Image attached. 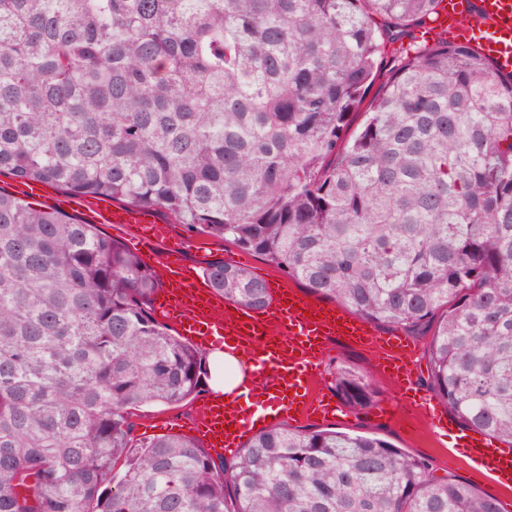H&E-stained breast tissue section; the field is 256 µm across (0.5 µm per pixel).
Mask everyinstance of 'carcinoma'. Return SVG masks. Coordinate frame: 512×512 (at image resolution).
<instances>
[{
  "instance_id": "carcinoma-1",
  "label": "carcinoma",
  "mask_w": 512,
  "mask_h": 512,
  "mask_svg": "<svg viewBox=\"0 0 512 512\" xmlns=\"http://www.w3.org/2000/svg\"><path fill=\"white\" fill-rule=\"evenodd\" d=\"M440 2L0 0V175L164 209L429 335L430 387L512 448V74L446 37L383 63ZM203 276L270 305L245 268ZM159 289L97 225L0 191V512H503L378 437L275 427L228 464L134 439V410L207 374ZM336 389L353 409L378 395L345 365Z\"/></svg>"
}]
</instances>
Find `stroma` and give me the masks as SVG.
<instances>
[{"label": "stroma", "instance_id": "obj_1", "mask_svg": "<svg viewBox=\"0 0 512 512\" xmlns=\"http://www.w3.org/2000/svg\"><path fill=\"white\" fill-rule=\"evenodd\" d=\"M188 239L191 238L182 225H169V244L183 245V256L190 261L205 266L211 261L221 259L247 267L265 280L283 276L282 271L273 264L235 245L199 235L193 238L196 244L191 247L187 244ZM339 364L356 368L377 385L379 395L373 405L362 410L350 408L345 414L332 418L313 415L303 419L288 416L284 411L275 409L268 413L267 427L286 424L303 431L330 428L382 438L412 455L426 459L435 476L451 475L461 478L496 497L502 502L506 512H512V486H497L490 476L476 471L466 458L462 448L466 427L449 419L448 434L440 438L429 429L427 420L430 414L446 416L447 409L429 385L426 363H419L415 372L417 395L426 402V411L405 410L400 412L398 420L395 421L382 417L381 412L385 407L399 403V393L392 380L382 373L371 350L366 346L344 341L334 340L328 344L318 382L321 392L330 397L337 394L334 369ZM207 398V393L202 392L173 408L154 404L135 410L132 418L135 438L168 434L191 435L193 422Z\"/></svg>", "mask_w": 512, "mask_h": 512}]
</instances>
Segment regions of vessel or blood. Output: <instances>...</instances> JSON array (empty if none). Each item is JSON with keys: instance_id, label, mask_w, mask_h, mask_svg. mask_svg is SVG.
<instances>
[{"instance_id": "vessel-or-blood-1", "label": "vessel or blood", "mask_w": 512, "mask_h": 512, "mask_svg": "<svg viewBox=\"0 0 512 512\" xmlns=\"http://www.w3.org/2000/svg\"><path fill=\"white\" fill-rule=\"evenodd\" d=\"M474 8L482 17L475 30L462 23ZM433 27L454 38H472L474 47L501 72H512V0H441ZM87 207L100 224L152 221L147 211L129 206L91 201ZM154 261L153 272L162 284L156 314L200 347L235 341L248 361L251 416H244L237 402L215 397L207 401L193 424L201 441L213 451L237 446L247 422L264 421L270 401L289 415H335L336 403L321 395L308 399L302 392L305 377L318 372L325 345L334 339L366 340L394 382L408 391L414 387V351L398 335L382 336L373 325L354 321L343 311L323 305L316 296L278 283L270 286L269 308L256 312L202 288L195 267L185 264L175 248H165ZM467 448L477 467L500 483H512L511 449L498 447L479 432L470 435Z\"/></svg>"}]
</instances>
